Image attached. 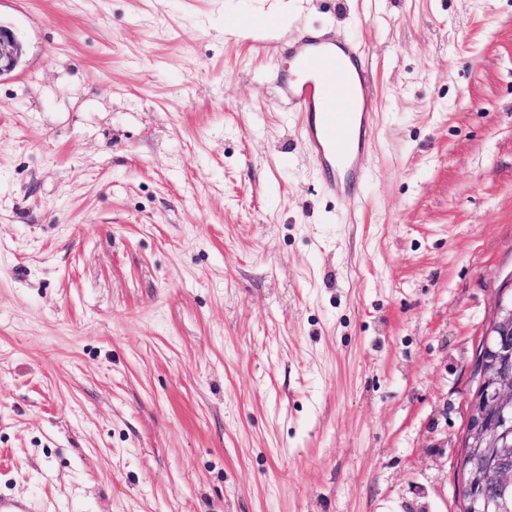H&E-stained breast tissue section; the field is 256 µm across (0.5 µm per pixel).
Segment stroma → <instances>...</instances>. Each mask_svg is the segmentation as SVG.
<instances>
[{
	"label": "stroma",
	"instance_id": "1",
	"mask_svg": "<svg viewBox=\"0 0 512 512\" xmlns=\"http://www.w3.org/2000/svg\"><path fill=\"white\" fill-rule=\"evenodd\" d=\"M0 494L34 512H461L512 278V0H0ZM362 51L332 196L277 44ZM22 55L23 45L13 30L0 24V77L14 72Z\"/></svg>",
	"mask_w": 512,
	"mask_h": 512
}]
</instances>
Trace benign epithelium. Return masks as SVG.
<instances>
[{
	"label": "benign epithelium",
	"instance_id": "benign-epithelium-1",
	"mask_svg": "<svg viewBox=\"0 0 512 512\" xmlns=\"http://www.w3.org/2000/svg\"><path fill=\"white\" fill-rule=\"evenodd\" d=\"M23 45L0 24V77L20 65ZM477 390L469 399V418L461 448L468 461L464 483L470 512H500L487 488L512 494V278L497 290L493 316L474 371Z\"/></svg>",
	"mask_w": 512,
	"mask_h": 512
}]
</instances>
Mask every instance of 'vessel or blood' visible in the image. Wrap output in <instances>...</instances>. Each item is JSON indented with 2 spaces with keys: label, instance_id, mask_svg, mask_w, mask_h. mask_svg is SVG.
Returning <instances> with one entry per match:
<instances>
[{
  "label": "vessel or blood",
  "instance_id": "1",
  "mask_svg": "<svg viewBox=\"0 0 512 512\" xmlns=\"http://www.w3.org/2000/svg\"><path fill=\"white\" fill-rule=\"evenodd\" d=\"M279 51L292 65L281 96L304 115L303 146L313 154L326 189L339 197L368 175L366 128L372 112L370 78L352 44L305 31Z\"/></svg>",
  "mask_w": 512,
  "mask_h": 512
}]
</instances>
